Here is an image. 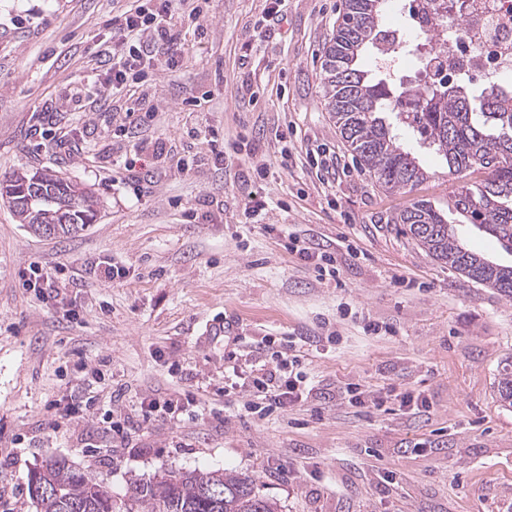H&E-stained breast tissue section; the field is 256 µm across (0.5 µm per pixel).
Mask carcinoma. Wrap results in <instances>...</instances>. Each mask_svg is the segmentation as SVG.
Here are the masks:
<instances>
[{"label":"carcinoma","mask_w":512,"mask_h":512,"mask_svg":"<svg viewBox=\"0 0 512 512\" xmlns=\"http://www.w3.org/2000/svg\"><path fill=\"white\" fill-rule=\"evenodd\" d=\"M386 0H345L341 22L321 54L322 100L341 138L361 169L388 193L422 183L430 173L404 146L385 114L392 91L369 78L363 53L381 33ZM415 111L398 112L399 123L418 132L420 147L443 156L448 172H481L476 189L455 194L448 209L467 217L512 252V85L404 91ZM20 203L11 207L17 222L38 235L49 226L57 238L78 234L97 213V199L85 187L48 172L17 171L0 181V191ZM403 234L433 259L461 276L512 299V265L489 261L466 248L454 225L429 202L418 200L390 215ZM499 401L512 407V370L504 368L497 384ZM50 492H29L36 512H112L106 488L89 479L65 458H52L36 468ZM126 512H278L261 495L254 480L221 470L167 471L135 485Z\"/></svg>","instance_id":"1"}]
</instances>
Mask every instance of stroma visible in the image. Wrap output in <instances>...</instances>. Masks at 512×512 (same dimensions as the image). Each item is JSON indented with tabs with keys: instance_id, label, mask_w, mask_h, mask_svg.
I'll use <instances>...</instances> for the list:
<instances>
[{
	"instance_id": "obj_1",
	"label": "stroma",
	"mask_w": 512,
	"mask_h": 512,
	"mask_svg": "<svg viewBox=\"0 0 512 512\" xmlns=\"http://www.w3.org/2000/svg\"><path fill=\"white\" fill-rule=\"evenodd\" d=\"M128 3L0 0V179L46 169L99 200L85 231L51 239L0 199V512H35L27 477L52 456L118 506L136 481L199 469L251 477L278 512H512V408L496 398L512 363V300L387 221L429 201L469 248L512 265L448 210L481 174H449L430 154L429 179L390 195L359 168L319 94L344 0H285L284 21L251 47L266 0H209L199 20L177 19L178 68L116 96L95 52L111 47L110 21ZM99 99L106 111L80 112ZM153 104L152 122L129 127L128 109ZM156 140L167 156L136 189L121 163ZM250 191L266 202L254 215ZM308 245L333 253L335 276L300 255ZM35 262L57 295L24 287ZM96 263L123 274L93 277ZM218 321L232 335H213ZM257 348L301 354L308 398L260 415L247 392L225 391V359ZM349 387L370 404L349 403ZM90 394L123 436L95 412L64 421ZM148 397L196 410L146 418Z\"/></svg>"
}]
</instances>
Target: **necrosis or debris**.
<instances>
[{
    "mask_svg": "<svg viewBox=\"0 0 512 512\" xmlns=\"http://www.w3.org/2000/svg\"><path fill=\"white\" fill-rule=\"evenodd\" d=\"M391 9L408 15L407 36L434 78L476 76L489 87L512 76V0H464L458 11L451 0H393ZM434 17L443 27L432 28Z\"/></svg>",
    "mask_w": 512,
    "mask_h": 512,
    "instance_id": "4bbe7bcc",
    "label": "necrosis or debris"
}]
</instances>
